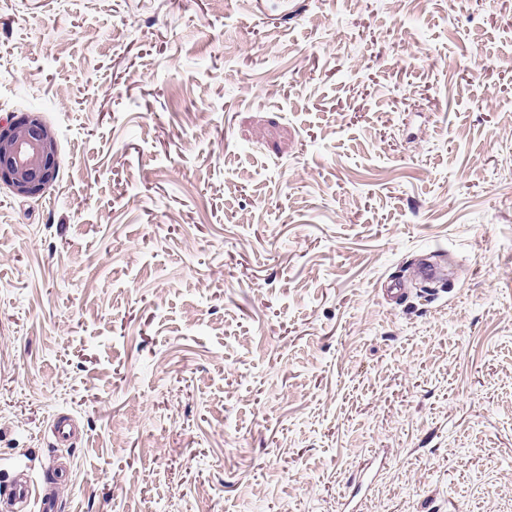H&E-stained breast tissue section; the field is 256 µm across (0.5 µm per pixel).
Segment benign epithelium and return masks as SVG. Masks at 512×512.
<instances>
[{"label": "benign epithelium", "instance_id": "benign-epithelium-1", "mask_svg": "<svg viewBox=\"0 0 512 512\" xmlns=\"http://www.w3.org/2000/svg\"><path fill=\"white\" fill-rule=\"evenodd\" d=\"M54 133L37 116L0 123V180L21 197L44 193L56 175Z\"/></svg>", "mask_w": 512, "mask_h": 512}]
</instances>
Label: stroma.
I'll return each instance as SVG.
<instances>
[{
    "instance_id": "stroma-1",
    "label": "stroma",
    "mask_w": 512,
    "mask_h": 512,
    "mask_svg": "<svg viewBox=\"0 0 512 512\" xmlns=\"http://www.w3.org/2000/svg\"><path fill=\"white\" fill-rule=\"evenodd\" d=\"M27 112L1 479L67 409L63 512H512V0H0ZM30 114L0 122V180L21 197L43 194L57 167L54 133ZM52 448H73L84 437V430L78 420L67 412L57 413L47 426Z\"/></svg>"
}]
</instances>
